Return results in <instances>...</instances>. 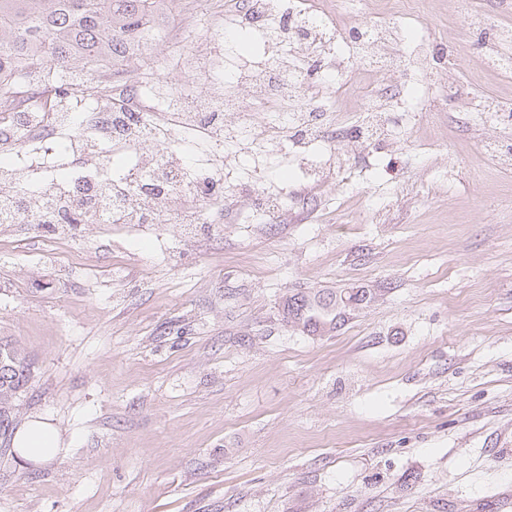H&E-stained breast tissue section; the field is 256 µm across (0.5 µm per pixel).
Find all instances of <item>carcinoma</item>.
<instances>
[{"instance_id":"cac0c4a2","label":"carcinoma","mask_w":512,"mask_h":512,"mask_svg":"<svg viewBox=\"0 0 512 512\" xmlns=\"http://www.w3.org/2000/svg\"><path fill=\"white\" fill-rule=\"evenodd\" d=\"M163 0H0V84L20 80L16 63L26 60L50 77L127 50L138 27L160 12ZM372 299L362 288L298 291L282 304L283 321L308 336L340 328ZM0 451L10 448L16 401L27 387L33 360L17 340L0 339Z\"/></svg>"}]
</instances>
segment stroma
<instances>
[{"label":"stroma","instance_id":"obj_1","mask_svg":"<svg viewBox=\"0 0 512 512\" xmlns=\"http://www.w3.org/2000/svg\"><path fill=\"white\" fill-rule=\"evenodd\" d=\"M499 0H398L414 42ZM455 41L449 86L511 97ZM406 153L347 159L309 188L273 149L224 166L233 218L91 224L54 245L0 225V338L34 378L17 422L49 421L44 463L0 457V512H480L512 494V165L492 124L416 107ZM285 209L255 216V170ZM374 288L335 332L285 325L297 291Z\"/></svg>","mask_w":512,"mask_h":512}]
</instances>
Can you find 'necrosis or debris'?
<instances>
[{
    "mask_svg": "<svg viewBox=\"0 0 512 512\" xmlns=\"http://www.w3.org/2000/svg\"><path fill=\"white\" fill-rule=\"evenodd\" d=\"M375 3L323 0L313 7L308 0H234L226 10L218 0H169L164 21L144 24L140 42L164 44L167 57L195 75L203 89L149 83L125 56L103 60L97 72L118 79L126 99L118 111L103 104L85 109L86 82L80 79L66 94L81 111L56 112L34 124L29 111L43 87L33 81L4 87L0 97L8 108L0 121V152L38 151L47 157L61 150L71 170L64 180L34 190L30 181L37 166L0 165V202L11 204L0 222L37 225L49 209L74 239L102 213L113 224H146L170 208L179 223H199L198 204L223 201L224 186L210 175L189 177L169 147L179 128L206 131L202 153L210 170L223 169L224 144L233 139L258 147L285 142L301 155L320 144L340 161L354 149L392 146L388 117L410 82L425 83L423 108L446 111L447 61L456 50L443 39L405 50L395 27L373 20ZM202 14L215 28L248 33L262 54H237L219 40L188 53L183 34ZM455 23L481 36L476 65L512 77L511 27L472 11L461 12ZM343 94L361 98V123L337 112L334 101ZM229 112L239 116L231 128L224 124ZM109 152L133 158L121 183L106 176Z\"/></svg>",
    "mask_w": 512,
    "mask_h": 512,
    "instance_id": "necrosis-or-debris-1",
    "label": "necrosis or debris"
}]
</instances>
